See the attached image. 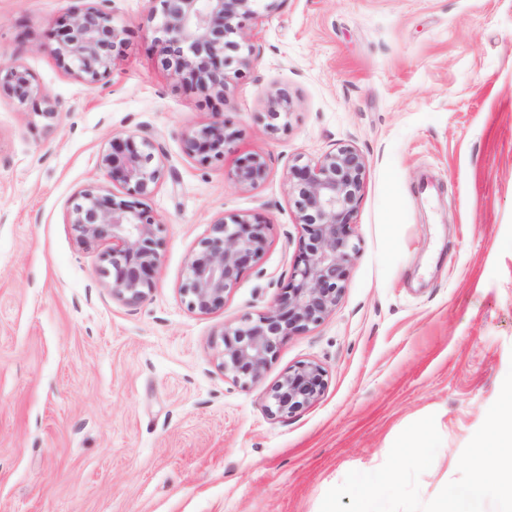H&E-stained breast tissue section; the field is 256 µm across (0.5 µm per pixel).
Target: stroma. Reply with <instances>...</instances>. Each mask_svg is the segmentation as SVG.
Returning <instances> with one entry per match:
<instances>
[{"mask_svg": "<svg viewBox=\"0 0 512 512\" xmlns=\"http://www.w3.org/2000/svg\"><path fill=\"white\" fill-rule=\"evenodd\" d=\"M79 4L0 0V61L39 88L0 94V512H320L429 415L432 499L512 369V0H281L250 22L252 62L221 101L163 66L150 0H105L126 30L105 79L66 73L50 32ZM280 93L290 113L273 133ZM217 112L235 137L202 164L183 135ZM128 137L164 153L147 200L160 261L134 304L99 273L111 239L69 221L84 189L122 195L101 154ZM346 144L366 177L341 302L286 337L260 383L236 382L224 327L270 307L304 235L288 169ZM256 153L268 176L240 188L232 173ZM234 216L268 224L267 245L223 307L191 310L188 262ZM307 362L326 372L322 396L270 418L266 391Z\"/></svg>", "mask_w": 512, "mask_h": 512, "instance_id": "1", "label": "stroma"}]
</instances>
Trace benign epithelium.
Instances as JSON below:
<instances>
[{"label":"benign epithelium","instance_id":"obj_1","mask_svg":"<svg viewBox=\"0 0 512 512\" xmlns=\"http://www.w3.org/2000/svg\"><path fill=\"white\" fill-rule=\"evenodd\" d=\"M150 20L156 22L157 45L165 62L183 85L224 99L226 68L238 60L231 53L247 47L243 24L260 16V9H274L278 0H152ZM125 29L112 14L94 3L69 12L56 21L51 32V53L67 72L95 83L109 74L114 53ZM23 103L38 93L31 74L19 65L0 64V90ZM290 101L271 100L268 127L287 117ZM233 134L226 131L221 113L185 136L184 151L202 163L219 161ZM161 148L144 137L114 139L101 155L109 177L120 183L126 198L118 200L102 190H82L71 214L81 239H112V251L101 256L100 273L111 278L112 298L137 303L154 288L152 274L160 261L156 239L158 221L143 202L164 174ZM268 174L264 157L243 158L233 174L242 188H254ZM366 161L351 145L326 153L318 162L295 164L288 169V183L296 196L299 224L304 236L288 283L269 309L257 318L224 326L220 367L224 375L244 384H256L277 354L281 341L321 323L336 311L345 290L347 270L358 246L351 219L364 190ZM267 224L244 218H223L201 240L200 251L188 263L182 293L189 307L208 314L224 305L226 295L250 262L266 246ZM325 388L324 370L303 363L286 372L268 391L265 410L273 419L286 418L316 402Z\"/></svg>","mask_w":512,"mask_h":512}]
</instances>
